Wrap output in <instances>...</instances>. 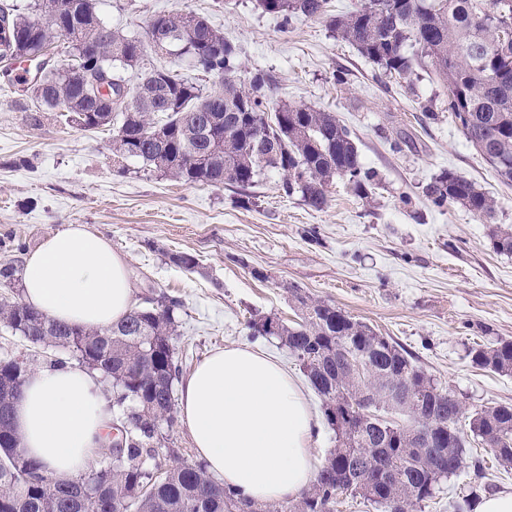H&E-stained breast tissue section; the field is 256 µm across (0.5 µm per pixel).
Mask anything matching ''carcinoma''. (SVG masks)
<instances>
[{
    "instance_id": "obj_1",
    "label": "carcinoma",
    "mask_w": 512,
    "mask_h": 512,
    "mask_svg": "<svg viewBox=\"0 0 512 512\" xmlns=\"http://www.w3.org/2000/svg\"><path fill=\"white\" fill-rule=\"evenodd\" d=\"M267 13L324 18L331 32L397 82H408L430 63L448 88L440 103L466 139L512 186V0H363L343 15L328 13V0H256ZM48 12L54 21L42 19ZM0 60L45 51L57 57L39 69L28 91L44 112H56L82 130L112 126V154L136 159L179 182L214 187L253 186L266 171L281 175L280 188L320 211L338 178L367 199L374 174L361 161L350 130L331 112L287 103L270 105L271 77L254 72L235 79L238 51L224 33L192 10L154 17L148 34L169 38L174 57L203 62L217 78L206 87L172 69H153L126 84L145 45L107 26L96 0H31L0 7ZM426 196L444 208L460 205L492 224L496 202L474 181L448 171ZM493 249L512 254V229L494 225ZM300 321L271 315L251 320L255 332L275 337L300 362L322 399L336 436L315 482L299 498L258 506L214 479L200 461L158 468L163 429L177 423L175 381L182 360L174 345L179 298L162 295L134 307L105 329L56 322L21 302H0V322L35 349L55 350L51 365L72 360L112 381L117 434L108 462L61 480L28 456L10 413L31 365L19 356L0 358V512H336L346 492L384 512H414L434 498L439 484L457 474L465 453L458 428L463 408L448 389L416 365L402 346L336 306L290 289ZM275 322L270 332L265 323ZM361 357L369 380L346 359ZM473 365L512 375V341L469 349ZM431 417L440 448L422 447L419 415ZM473 440L512 465V405L475 411Z\"/></svg>"
}]
</instances>
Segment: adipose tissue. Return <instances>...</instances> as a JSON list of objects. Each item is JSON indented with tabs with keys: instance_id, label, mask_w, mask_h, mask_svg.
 <instances>
[{
	"instance_id": "adipose-tissue-1",
	"label": "adipose tissue",
	"mask_w": 512,
	"mask_h": 512,
	"mask_svg": "<svg viewBox=\"0 0 512 512\" xmlns=\"http://www.w3.org/2000/svg\"><path fill=\"white\" fill-rule=\"evenodd\" d=\"M22 300L54 320L98 329L134 306L126 262L82 224L26 258ZM179 417L208 471L245 500L282 502L316 477L318 418L297 381L259 350L227 347L205 357L181 386ZM111 425L98 374L80 368L35 370L15 405L23 448L63 480L91 469Z\"/></svg>"
}]
</instances>
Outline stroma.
<instances>
[{"label":"stroma","instance_id":"stroma-1","mask_svg":"<svg viewBox=\"0 0 512 512\" xmlns=\"http://www.w3.org/2000/svg\"><path fill=\"white\" fill-rule=\"evenodd\" d=\"M98 8L113 28L141 38L159 13L205 17L237 47V78L263 70L273 102L335 113L381 181L362 199L336 180L320 211L285 196L275 173L244 190L176 182L135 160L115 162L110 128H73L37 110L25 85L0 77V262L24 265L16 243L32 250L83 224L125 259L135 298L182 300L175 345L184 373L215 350L248 345L301 376L287 347L250 327L260 315L297 321L289 294L297 287L402 345L466 413L512 405V375L475 368L467 356L474 344L512 340V255L493 250L481 219L457 205L435 208L425 194L441 172H455L489 192L497 223L510 226L512 186L450 113L425 118L443 85L423 70L395 82L325 19L286 22L256 0H99ZM179 252L198 257L195 272L171 262ZM469 453L415 512H476L481 498L512 493V468L491 465L477 477L472 457L492 454L475 443Z\"/></svg>","mask_w":512,"mask_h":512}]
</instances>
